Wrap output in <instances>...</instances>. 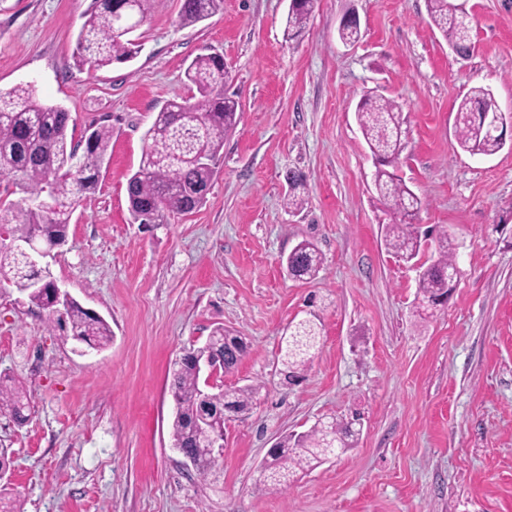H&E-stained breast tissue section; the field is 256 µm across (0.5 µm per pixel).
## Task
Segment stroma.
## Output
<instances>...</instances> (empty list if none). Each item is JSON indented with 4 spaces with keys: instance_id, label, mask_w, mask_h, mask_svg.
<instances>
[{
    "instance_id": "obj_1",
    "label": "stroma",
    "mask_w": 512,
    "mask_h": 512,
    "mask_svg": "<svg viewBox=\"0 0 512 512\" xmlns=\"http://www.w3.org/2000/svg\"><path fill=\"white\" fill-rule=\"evenodd\" d=\"M90 0H0V89L33 85L64 107L81 138L112 127L110 159L48 259L55 283L112 327L82 351L45 311L0 286V372L31 392L17 424L0 410V448L16 512H512V139L491 157L456 144L457 106L490 89L512 113V0H467L472 52L457 56L426 0H317L301 36L283 37L289 0H224L193 26L179 0H156L133 60L95 70L72 55ZM361 38L337 30L347 10ZM218 53L240 121L193 213L134 222L127 180L155 115L178 96L197 55ZM401 105L408 130L398 173L420 197V227L447 232L459 276L447 305L415 314L421 265L389 253L390 216L355 119L362 95ZM307 203L289 210L287 175ZM324 264L311 282L283 261L301 240ZM321 336L298 383L278 374L291 322ZM246 338L210 391H261L224 423L223 468L201 480L173 447L170 363L215 328ZM359 414L348 449L263 486L259 468L282 436Z\"/></svg>"
}]
</instances>
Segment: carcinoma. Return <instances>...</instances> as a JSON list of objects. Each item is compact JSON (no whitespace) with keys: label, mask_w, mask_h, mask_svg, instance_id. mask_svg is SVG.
<instances>
[{"label":"carcinoma","mask_w":512,"mask_h":512,"mask_svg":"<svg viewBox=\"0 0 512 512\" xmlns=\"http://www.w3.org/2000/svg\"><path fill=\"white\" fill-rule=\"evenodd\" d=\"M155 0H91L84 12L73 59L77 66L101 69L135 58L142 44L134 33L146 21ZM316 0H298L297 9L287 13L284 38L298 37L314 10ZM433 25L460 57L472 51L469 17L448 8V0H427ZM223 0H181L179 18L193 26L209 19L222 8ZM198 93L194 101L170 100L157 113L146 133L141 164L127 183L129 207L134 221L154 224L161 213L188 214L200 208L216 174L224 139L238 122L240 103L226 94L228 73L215 54L196 56L185 72ZM491 111L498 104L489 90L473 88L458 104L455 139L471 155L489 157L503 148L497 134L479 118L481 108ZM363 138L376 159L373 182L379 200L390 213L384 242L396 257L411 261L422 246L416 220L421 199L397 174L405 147L406 129L401 106L374 91L366 93L356 108ZM70 112L47 105L31 85L0 90V176L27 195L22 206L0 199V283L5 281L27 294L31 304L48 311L49 325L63 331L65 339L103 350L112 343V328L92 315L77 300L53 303L52 282L34 266L21 244L35 239L49 245L66 236L70 217L83 196L93 192L112 142V126L99 124L85 130L76 141L69 136ZM323 266L318 247L310 240L299 242L288 255L292 278L314 280ZM459 270L448 234L438 237L436 259L419 271L417 296L429 307L439 306L455 288ZM319 336L310 320L295 324L281 348V374L288 382L306 370ZM249 345L241 336H228L222 327L212 332L201 347L190 349L171 364L170 392L176 404L171 426L173 445L197 463V474L207 479L220 468L219 449L224 440L220 418L208 427L215 442L200 437L201 413L224 408L235 414L250 409L261 391L259 385L210 392L200 386L196 358L219 355L230 370L247 354ZM23 424L29 419L30 400L26 389L9 375H0V408ZM356 420L319 423L301 435H286L271 450L262 472L263 482L288 486L298 473L330 456L354 447L360 430Z\"/></svg>","instance_id":"obj_1"}]
</instances>
